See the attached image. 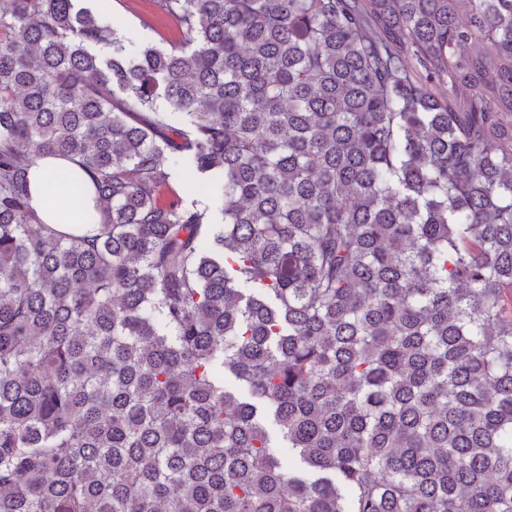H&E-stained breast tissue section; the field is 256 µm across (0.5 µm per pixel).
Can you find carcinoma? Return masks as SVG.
Wrapping results in <instances>:
<instances>
[{
    "label": "carcinoma",
    "mask_w": 512,
    "mask_h": 512,
    "mask_svg": "<svg viewBox=\"0 0 512 512\" xmlns=\"http://www.w3.org/2000/svg\"><path fill=\"white\" fill-rule=\"evenodd\" d=\"M78 2L0 0V512H512V0ZM83 4L112 18V24L124 31L125 45L130 52L145 41L166 45L181 39L180 29L156 9L152 0H90ZM78 176L91 190L86 175L63 161L44 159L31 169L32 207L41 220L64 232L84 233L98 223L93 202L83 199L78 190Z\"/></svg>",
    "instance_id": "obj_1"
}]
</instances>
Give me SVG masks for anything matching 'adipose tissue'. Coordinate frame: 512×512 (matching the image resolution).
Returning a JSON list of instances; mask_svg holds the SVG:
<instances>
[{"label":"adipose tissue","mask_w":512,"mask_h":512,"mask_svg":"<svg viewBox=\"0 0 512 512\" xmlns=\"http://www.w3.org/2000/svg\"><path fill=\"white\" fill-rule=\"evenodd\" d=\"M32 206L45 223L69 233H83L97 223L92 201L83 199L74 166L45 159L32 168Z\"/></svg>","instance_id":"1"}]
</instances>
